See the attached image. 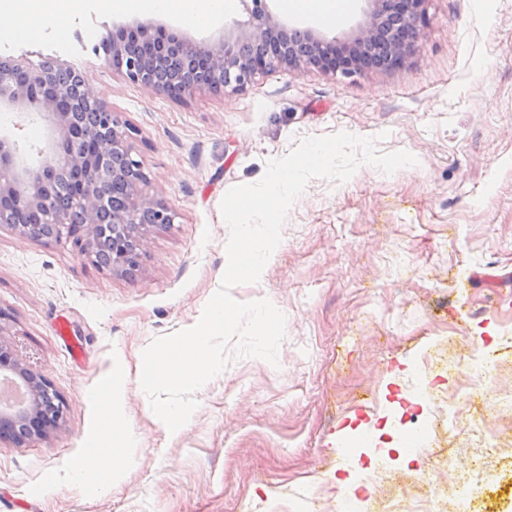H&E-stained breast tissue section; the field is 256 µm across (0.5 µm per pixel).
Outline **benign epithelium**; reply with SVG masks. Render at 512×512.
<instances>
[{
    "label": "benign epithelium",
    "instance_id": "1",
    "mask_svg": "<svg viewBox=\"0 0 512 512\" xmlns=\"http://www.w3.org/2000/svg\"><path fill=\"white\" fill-rule=\"evenodd\" d=\"M248 18L235 21L231 34L217 45H192L172 33L149 25L123 27L112 32V69L130 82L150 87L175 100L205 88L224 93L243 92L257 77L269 72L316 69L332 76L352 77L371 68L369 56L383 51V66L393 70L412 54L425 18L426 0H368L372 4L357 37L351 41L328 39L311 28H297L279 20L271 0H241ZM390 20L401 26L400 35L381 34ZM177 45L191 62L203 58L210 70L205 84L169 87L154 74L167 62L169 47ZM20 71L24 80L11 83L4 70ZM19 109L21 119L36 115L54 131L47 156L33 165L21 162L17 141L0 134V213L16 209L47 218L50 231L42 239L72 238L80 257L98 259L101 236L107 227L117 236L116 259L108 271L132 274L140 267L146 248V226L136 223L144 211L155 215L154 224L174 223L175 214L161 200L146 196L143 161L135 152L128 127L86 81L82 71L65 64L23 68L18 61L0 62V109ZM72 175V204H56L58 175ZM126 180L127 203L106 217L108 206L103 176ZM6 317L0 312V374L20 376L29 391L28 404L12 414L0 412V438L23 445L59 427L64 405L51 383L24 364L11 341Z\"/></svg>",
    "mask_w": 512,
    "mask_h": 512
}]
</instances>
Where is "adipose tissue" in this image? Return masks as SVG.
<instances>
[{
	"instance_id": "obj_1",
	"label": "adipose tissue",
	"mask_w": 512,
	"mask_h": 512,
	"mask_svg": "<svg viewBox=\"0 0 512 512\" xmlns=\"http://www.w3.org/2000/svg\"><path fill=\"white\" fill-rule=\"evenodd\" d=\"M110 8L116 10L152 9L164 13H176L190 24L201 22L205 17L221 13L223 0H110ZM53 13L43 8V0H34L26 16H18L11 7L0 4V34L16 39L30 40L39 37L46 23L53 21ZM100 419L106 425L96 447L94 457L81 460L77 472L111 483L130 465L131 458L126 449L112 445L113 435L126 428L124 417L111 406H103Z\"/></svg>"
}]
</instances>
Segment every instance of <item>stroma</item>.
<instances>
[{"mask_svg": "<svg viewBox=\"0 0 512 512\" xmlns=\"http://www.w3.org/2000/svg\"><path fill=\"white\" fill-rule=\"evenodd\" d=\"M67 26L33 41L0 37V55L36 67L83 71L132 131L148 196L175 223L147 232L134 276L81 259L65 240L35 241L0 225V310L20 358L66 405L61 426L19 447L0 440V512H319L346 496L336 480V434L372 429L370 452L392 441L401 406L414 400L415 365L457 339L453 354L484 342L494 386L512 387V0H429L407 63L350 77L277 70L239 94L200 92L175 101L113 71L101 48L114 27L149 24L193 44L217 43L245 19L238 0L203 26L175 13L105 9L58 0ZM378 137L416 165L382 173L361 166L344 183L309 182L259 282L233 289L242 302L272 301L287 317L277 364L232 363L196 394L177 432L152 412L136 377L156 338L192 327L221 285L229 188L259 181L267 159L310 135ZM0 132L37 160L51 132L36 118L0 112ZM69 336L60 340L58 323ZM125 417L134 468L110 489L78 478L98 409ZM492 433L512 449V412L492 399L457 406L453 432L430 452L390 454L372 470L390 477L357 494L377 502L427 498L434 457L466 468L467 433Z\"/></svg>", "mask_w": 512, "mask_h": 512, "instance_id": "1", "label": "stroma"}]
</instances>
